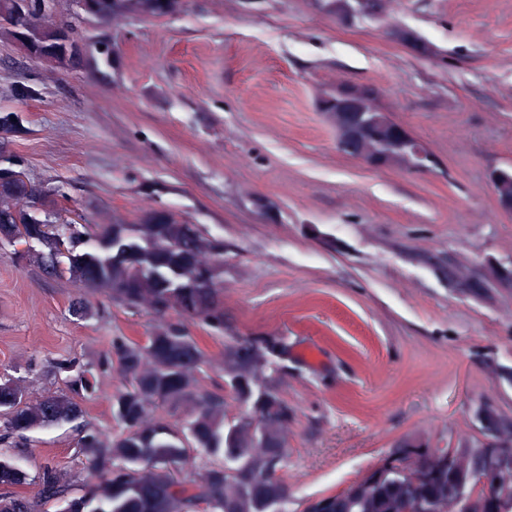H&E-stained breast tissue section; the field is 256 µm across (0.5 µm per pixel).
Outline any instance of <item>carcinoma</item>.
I'll return each instance as SVG.
<instances>
[{"instance_id": "1", "label": "carcinoma", "mask_w": 512, "mask_h": 512, "mask_svg": "<svg viewBox=\"0 0 512 512\" xmlns=\"http://www.w3.org/2000/svg\"><path fill=\"white\" fill-rule=\"evenodd\" d=\"M14 0H0V37L17 44L31 59L65 69L81 58V47L67 22L51 19L44 0H27L22 22L13 17ZM98 0H76L81 12L101 21L112 15L154 12L156 0H103L106 14L94 10ZM55 190L14 176L0 177V233L10 244L24 243L16 260L33 264L47 274L68 275L81 288L106 293L122 307L143 309L160 320L145 343L121 336L112 339V351L102 366L126 381L113 396L112 415L126 431L112 438L90 432L79 441L84 448L89 482L85 495L70 497L67 476L44 464L35 482V496H21L14 488L28 484V474L0 456V512H261L288 499V485L277 476L262 485L249 483L242 454L255 447L257 435L242 418L224 410L223 400L202 389L198 373L208 363L205 352L178 322L177 314L199 319L216 331L224 330V240L205 233L196 224H181L172 213L143 214L134 224H51ZM214 266L200 270L198 263ZM257 356L276 365L287 348L277 336L252 340ZM249 358L234 347L224 351L226 373L239 374ZM65 373L64 388L32 400L21 380L0 378V419L6 433H24L77 418L81 403L95 390L92 374L74 362L57 364ZM245 409L267 413L262 433L272 453L262 465L282 468L283 450L277 438L288 402L273 389L251 393ZM182 410L184 420L173 429L155 415L158 408ZM232 456L208 467L199 480H179L172 465L190 452ZM397 480L389 476L377 486L374 512H393L392 491ZM345 491L311 501L305 512H358Z\"/></svg>"}]
</instances>
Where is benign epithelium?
<instances>
[{
  "label": "benign epithelium",
  "mask_w": 512,
  "mask_h": 512,
  "mask_svg": "<svg viewBox=\"0 0 512 512\" xmlns=\"http://www.w3.org/2000/svg\"><path fill=\"white\" fill-rule=\"evenodd\" d=\"M323 9L334 16L340 24L349 23L354 17L367 12V0H319ZM347 90L345 100L321 104L327 124L336 133V144L344 155L369 167H398L425 173L435 164L432 153L401 123L391 120L386 127L388 148L382 152L375 143L370 124L380 111L382 90L366 83L341 82ZM512 178L509 166L492 168L488 182L494 190L498 209L512 215V190L505 181ZM247 382L254 390L264 391L268 378L278 370H268L265 363L255 360L247 369ZM478 422L484 433L481 452L482 466L474 468V456L457 453L451 448H432L428 451L408 449L387 458L385 466L406 474L413 472L424 457L448 465V473L459 479L458 485L448 492V498L435 499L431 512H465L473 486L484 490V506L490 512H505L499 504V491L512 486V416L503 417L495 409H483L478 413ZM266 457V450L253 448L249 451L252 482L263 483L271 478L273 470L259 468L255 462Z\"/></svg>",
  "instance_id": "7a95c632"
}]
</instances>
